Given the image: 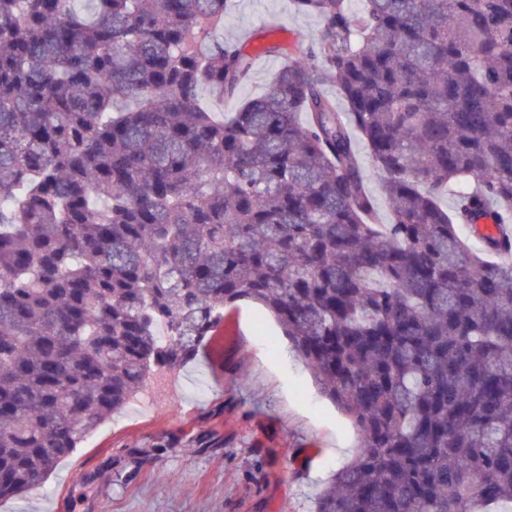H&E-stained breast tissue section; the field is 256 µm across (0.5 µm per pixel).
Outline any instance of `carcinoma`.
<instances>
[{
	"instance_id": "carcinoma-1",
	"label": "carcinoma",
	"mask_w": 512,
	"mask_h": 512,
	"mask_svg": "<svg viewBox=\"0 0 512 512\" xmlns=\"http://www.w3.org/2000/svg\"><path fill=\"white\" fill-rule=\"evenodd\" d=\"M292 2L218 117L236 0H0V500L249 300L359 433L314 512H512V0ZM236 9L224 20V40L235 42L247 48L276 44L279 53L262 55L250 81L241 92L242 97L254 96L265 91L275 72L288 56H297L299 44L314 42L320 32V22L313 15L297 13L290 0H236ZM275 17L277 29L288 30L294 36L292 41H283L267 32V21ZM360 158L365 179L376 195L380 217L382 220H385L387 212L386 198L378 181V177L373 169V165L367 154L366 148L363 145L360 146Z\"/></svg>"
}]
</instances>
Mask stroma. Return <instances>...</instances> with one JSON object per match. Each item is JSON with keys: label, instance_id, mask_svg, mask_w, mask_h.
Masks as SVG:
<instances>
[{"label": "stroma", "instance_id": "35a3bbf8", "mask_svg": "<svg viewBox=\"0 0 512 512\" xmlns=\"http://www.w3.org/2000/svg\"><path fill=\"white\" fill-rule=\"evenodd\" d=\"M319 32L291 0H237L225 40L280 47L261 56L243 96L265 91ZM259 309H227L223 332L181 368L174 392L148 380L149 411L112 415L41 489L0 501V512H314L329 475L356 457L359 435Z\"/></svg>", "mask_w": 512, "mask_h": 512}]
</instances>
